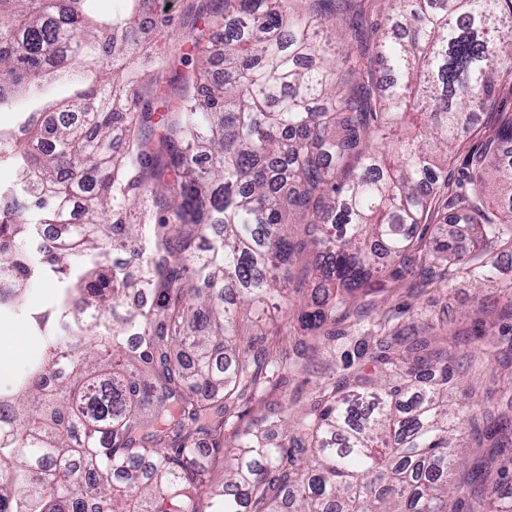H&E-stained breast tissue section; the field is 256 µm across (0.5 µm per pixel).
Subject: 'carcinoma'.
I'll list each match as a JSON object with an SVG mask.
<instances>
[{
	"label": "carcinoma",
	"mask_w": 512,
	"mask_h": 512,
	"mask_svg": "<svg viewBox=\"0 0 512 512\" xmlns=\"http://www.w3.org/2000/svg\"><path fill=\"white\" fill-rule=\"evenodd\" d=\"M87 2L0 0V104L84 81L72 60L103 74L0 133L20 186L0 193L7 309L72 259L86 268L29 315L39 359L0 397V512H512V383L456 395L466 374L512 367V286L482 292L512 256V114L466 157L428 254L496 316L481 345L363 318L368 362L345 356L353 372L290 414L300 351L238 326L247 310L290 317L297 262L316 283L297 314L308 335L400 276L448 152L512 79V0H377L367 15L366 0H209L183 58L195 90L159 115L131 67L151 0L99 25Z\"/></svg>",
	"instance_id": "1"
}]
</instances>
